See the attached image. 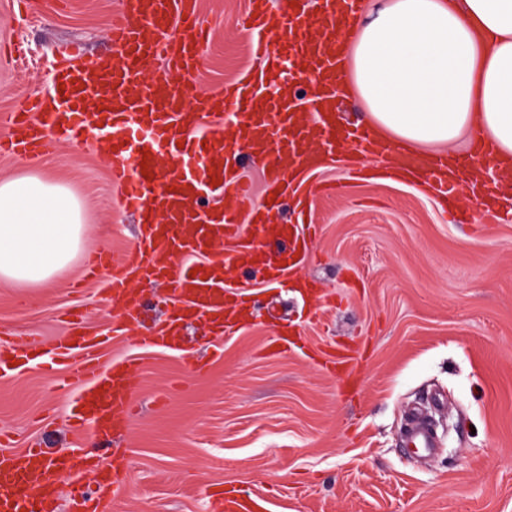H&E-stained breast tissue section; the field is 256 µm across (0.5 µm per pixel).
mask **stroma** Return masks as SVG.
Wrapping results in <instances>:
<instances>
[{"mask_svg": "<svg viewBox=\"0 0 512 512\" xmlns=\"http://www.w3.org/2000/svg\"><path fill=\"white\" fill-rule=\"evenodd\" d=\"M248 0H201L213 38L200 52L189 93L199 96L252 68L244 37ZM121 0H34L19 13L0 0V113L48 87L71 43L108 54ZM363 178L342 166L311 190L319 232L297 275L322 283L309 308L286 284L254 285L257 314L224 336L191 325L182 353L113 335L122 309L81 267L49 288L0 283V350L11 335L42 337L26 366L0 375V431L13 449L70 448L68 404L49 360L68 333L61 314L82 307L81 334L103 343L108 361L135 364V411L123 442L129 487L112 512H209V497L253 490L268 512H512V215L489 223L482 200L457 190L453 215L417 185L383 175L372 159ZM30 168L64 180L84 201L88 249L121 256L136 218L110 167L91 145L54 142L26 160L0 155V178ZM301 334L285 357L267 343L287 325ZM355 352V387L324 371L319 357ZM202 359L207 371L192 374ZM452 424L436 449L417 455L405 432L414 411Z\"/></svg>", "mask_w": 512, "mask_h": 512, "instance_id": "obj_1", "label": "stroma"}]
</instances>
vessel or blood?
I'll return each mask as SVG.
<instances>
[{"label":"vessel or blood","instance_id":"1","mask_svg":"<svg viewBox=\"0 0 512 512\" xmlns=\"http://www.w3.org/2000/svg\"><path fill=\"white\" fill-rule=\"evenodd\" d=\"M123 5L121 21L110 30L113 54L76 63L62 59L50 79L51 93L0 114V124L11 129L0 140L1 155L39 157L52 132L64 140L95 141L99 153L114 157L112 180L123 188L126 208L137 213L139 233L119 263L101 249L85 268L92 279L99 267H112L105 291L124 308L113 334L139 325L146 304L140 283L161 281L171 288L174 312L150 338L174 349L190 323L223 333L238 325L244 290L227 283L225 269L248 268L269 285L304 263L314 224L258 222L239 238V213L254 188L224 154L217 126L224 113L240 117L236 143L260 164L264 200L299 199L306 181L334 160L345 141L360 154H387L395 171L431 180L440 203L454 192L446 158L390 149L364 126L340 120L337 43L350 41L354 32L336 33V19L358 15L362 0H249L247 31L257 68L193 99L185 81L212 37L197 0ZM288 57L296 66L286 76L281 65ZM303 83L312 86L311 96L298 94ZM212 192L223 197V208L206 207L204 197ZM56 350L60 385L73 393L74 434L90 429L103 438L122 435L135 390L130 366H104L92 340L64 338ZM126 456V449H113L112 471L101 474L94 491L75 486L69 512H110L127 483ZM88 459L77 444L51 461L41 448L0 451V512H56L58 473L87 471ZM265 504L259 494L227 496L213 512H266Z\"/></svg>","mask_w":512,"mask_h":512}]
</instances>
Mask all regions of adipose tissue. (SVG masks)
I'll return each mask as SVG.
<instances>
[{
	"label": "adipose tissue",
	"mask_w": 512,
	"mask_h": 512,
	"mask_svg": "<svg viewBox=\"0 0 512 512\" xmlns=\"http://www.w3.org/2000/svg\"><path fill=\"white\" fill-rule=\"evenodd\" d=\"M341 48V91L394 146L453 155L462 134L512 163V0H367ZM87 251L82 200L61 180L0 179V282L46 288Z\"/></svg>",
	"instance_id": "ef3b65f1"
}]
</instances>
